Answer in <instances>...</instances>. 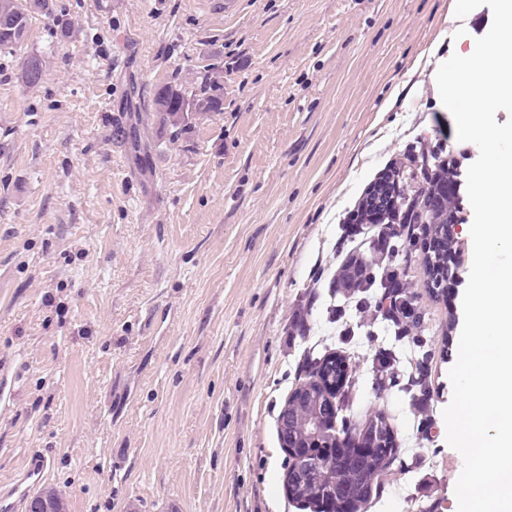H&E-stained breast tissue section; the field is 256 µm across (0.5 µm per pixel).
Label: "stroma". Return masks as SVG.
I'll return each instance as SVG.
<instances>
[{"label":"stroma","instance_id":"1","mask_svg":"<svg viewBox=\"0 0 512 512\" xmlns=\"http://www.w3.org/2000/svg\"><path fill=\"white\" fill-rule=\"evenodd\" d=\"M455 0H44L0 52V486L42 450L64 512H304L277 418L304 355L350 357L354 422L384 413L401 465L361 512H458L446 441L461 298L426 314L430 401L377 392V331L315 314L344 219L417 138L458 141L432 73L492 24ZM129 50L116 57L114 42ZM43 59L42 83L21 81ZM224 74L222 109L179 135L160 87ZM430 416L421 430V416Z\"/></svg>","mask_w":512,"mask_h":512}]
</instances>
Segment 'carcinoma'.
<instances>
[{"label": "carcinoma", "instance_id": "carcinoma-1", "mask_svg": "<svg viewBox=\"0 0 512 512\" xmlns=\"http://www.w3.org/2000/svg\"><path fill=\"white\" fill-rule=\"evenodd\" d=\"M36 4L21 0H0V48L20 45L29 29ZM21 78L30 88L43 79V60L26 58ZM221 76L205 71L200 76V93L186 94L166 87L157 96L160 111L167 115L174 133L193 112H218ZM455 178L448 145L435 141L409 146L404 160L385 168L366 189L354 212V223L378 227L373 253L377 262L361 265L356 284L344 276L342 287L353 288L360 307L377 305L370 324H384L398 342L414 352L425 353L420 336L425 331V313L410 291L407 269L419 255L426 276L424 287L434 297L448 296V280L457 279V265L448 262V253L457 250L448 238V225L457 223L454 200L448 198V181ZM435 243L432 251L422 249L423 241ZM344 335L353 336L362 324L347 318L343 305L328 311ZM345 358L334 353L304 358L297 386L281 413L288 414L295 433L291 447L284 449V488L290 500L313 512H359L371 494L381 488L394 467L401 463L400 448L393 429L382 413L369 417L362 427L350 425L344 415L350 406L355 377L343 368ZM407 392L414 400L429 394L424 365L411 380ZM325 419L324 433L314 435L313 420ZM314 456L325 467L311 473L303 460Z\"/></svg>", "mask_w": 512, "mask_h": 512}]
</instances>
